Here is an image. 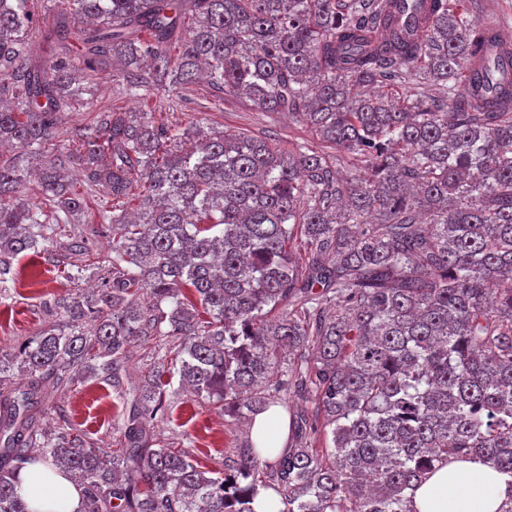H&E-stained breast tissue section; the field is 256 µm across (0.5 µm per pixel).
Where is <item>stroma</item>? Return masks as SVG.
<instances>
[{
  "label": "stroma",
  "mask_w": 512,
  "mask_h": 512,
  "mask_svg": "<svg viewBox=\"0 0 512 512\" xmlns=\"http://www.w3.org/2000/svg\"><path fill=\"white\" fill-rule=\"evenodd\" d=\"M147 112L156 121L186 127L197 124L229 131H243L258 138L274 139L286 151L305 146L325 154L336 165L338 177L350 179L362 170L350 151L319 140L303 118L270 114L231 94H221L200 82L182 91L173 111L159 113L153 101L120 93L111 72L99 73L92 81L90 95L70 111L61 113L55 137L47 149L67 158L73 144L70 133L79 125L93 122L100 112ZM85 242L82 250L70 248L71 238ZM112 253V231L97 223L74 224L49 251H27L13 261L18 280L0 294V350L9 352L56 319V303L78 293L87 285L76 278L78 266L88 264L99 277L110 275L108 258ZM175 336L137 338L129 348L126 374L140 382L156 362L159 350H175ZM168 396L163 415L154 423L153 435L165 448L183 451L207 469L223 470L226 460L236 455L247 437L241 421L225 416L206 399L185 389L177 371L166 375ZM129 410L126 398L111 380L98 375L73 379L55 387L45 407L41 424L51 430L80 436L89 446L115 450L124 445V420Z\"/></svg>",
  "instance_id": "1"
}]
</instances>
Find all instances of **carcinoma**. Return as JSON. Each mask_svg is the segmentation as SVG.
I'll list each match as a JSON object with an SVG mask.
<instances>
[{"label":"carcinoma","mask_w":512,"mask_h":512,"mask_svg":"<svg viewBox=\"0 0 512 512\" xmlns=\"http://www.w3.org/2000/svg\"><path fill=\"white\" fill-rule=\"evenodd\" d=\"M56 2L36 54L34 0H0V146L19 149L0 163V287L14 257L80 223L100 189L114 202L98 213L112 277L0 352V383L26 375L0 392V512H28L20 474L40 456L79 477L81 512H254L258 485L280 512H414L416 487L451 458L512 474V88L487 67L461 84L483 52L477 22L433 0L418 42L390 33L368 46L383 0ZM75 42L81 70L46 62ZM113 59L128 95L204 80L302 116L359 156L362 174L345 182L309 148L110 110L75 132L85 179L71 183L43 145ZM428 77L446 98L374 90ZM154 335L180 337L182 380L243 420L285 388L311 402L295 444L271 463L244 446L222 472L154 447L163 362L128 391L124 448L39 426L48 378L95 373L118 387L128 345ZM320 429L332 443L321 454L310 448Z\"/></svg>","instance_id":"cac0c4a2"}]
</instances>
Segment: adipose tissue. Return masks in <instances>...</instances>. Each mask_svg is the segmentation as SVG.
Listing matches in <instances>:
<instances>
[{
	"instance_id": "adipose-tissue-1",
	"label": "adipose tissue",
	"mask_w": 512,
	"mask_h": 512,
	"mask_svg": "<svg viewBox=\"0 0 512 512\" xmlns=\"http://www.w3.org/2000/svg\"><path fill=\"white\" fill-rule=\"evenodd\" d=\"M31 512H78L77 483L55 466L37 464L20 477ZM415 512H512V475L479 460H451L419 485Z\"/></svg>"
}]
</instances>
